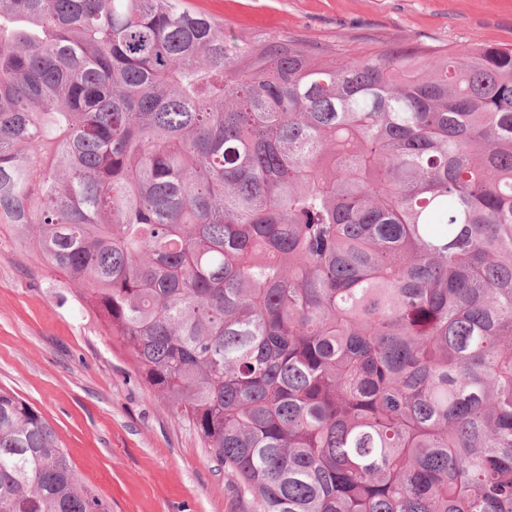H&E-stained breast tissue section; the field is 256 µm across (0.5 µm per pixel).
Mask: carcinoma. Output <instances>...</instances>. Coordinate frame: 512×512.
Here are the masks:
<instances>
[{
  "label": "carcinoma",
  "mask_w": 512,
  "mask_h": 512,
  "mask_svg": "<svg viewBox=\"0 0 512 512\" xmlns=\"http://www.w3.org/2000/svg\"><path fill=\"white\" fill-rule=\"evenodd\" d=\"M322 54L0 0V224L256 512H512V47ZM0 512H112L3 387Z\"/></svg>",
  "instance_id": "1"
}]
</instances>
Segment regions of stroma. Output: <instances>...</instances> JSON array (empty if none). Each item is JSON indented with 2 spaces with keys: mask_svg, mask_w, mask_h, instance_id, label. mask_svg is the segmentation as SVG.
<instances>
[{
  "mask_svg": "<svg viewBox=\"0 0 512 512\" xmlns=\"http://www.w3.org/2000/svg\"><path fill=\"white\" fill-rule=\"evenodd\" d=\"M226 38L294 36L340 57L512 46V0H187ZM83 289L0 234V386L35 406L112 512H253L169 402L88 314Z\"/></svg>",
  "mask_w": 512,
  "mask_h": 512,
  "instance_id": "stroma-1",
  "label": "stroma"
}]
</instances>
